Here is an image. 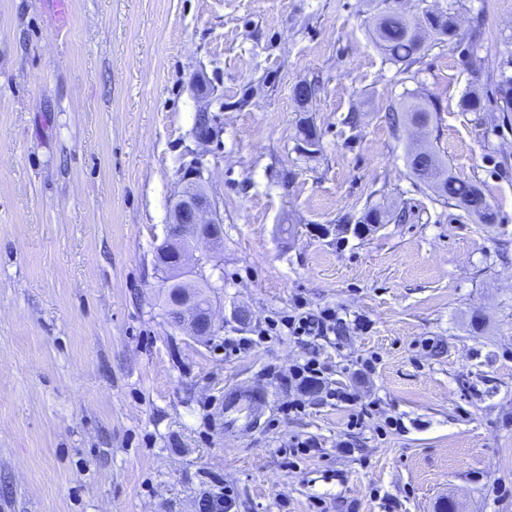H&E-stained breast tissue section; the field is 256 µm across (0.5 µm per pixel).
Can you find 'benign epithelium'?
<instances>
[{
	"mask_svg": "<svg viewBox=\"0 0 512 512\" xmlns=\"http://www.w3.org/2000/svg\"><path fill=\"white\" fill-rule=\"evenodd\" d=\"M205 167L195 158L183 175L185 186L171 208V220L157 259L168 263L169 276L190 279L172 296L169 306L177 311L173 328L196 338H206L222 329L211 302L203 303L195 283L210 281L205 267L218 268L216 258L223 240V219L205 188Z\"/></svg>",
	"mask_w": 512,
	"mask_h": 512,
	"instance_id": "benign-epithelium-1",
	"label": "benign epithelium"
}]
</instances>
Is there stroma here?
<instances>
[{"instance_id": "obj_1", "label": "stroma", "mask_w": 512, "mask_h": 512, "mask_svg": "<svg viewBox=\"0 0 512 512\" xmlns=\"http://www.w3.org/2000/svg\"><path fill=\"white\" fill-rule=\"evenodd\" d=\"M66 3L60 30L53 0H0V512H512V0H427L456 35L407 70L382 0ZM427 95L426 128L390 127ZM418 140L496 223L416 182ZM196 156L224 227L203 340L170 327L154 258ZM298 300L368 327L258 337ZM239 383L268 406L229 427ZM324 368L316 359L309 358L303 364H297L291 367L288 374V383L290 382L294 388L304 393L309 387L320 386Z\"/></svg>"}]
</instances>
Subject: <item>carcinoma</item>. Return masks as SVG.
Returning a JSON list of instances; mask_svg holds the SVG:
<instances>
[{
    "label": "carcinoma",
    "instance_id": "1",
    "mask_svg": "<svg viewBox=\"0 0 512 512\" xmlns=\"http://www.w3.org/2000/svg\"><path fill=\"white\" fill-rule=\"evenodd\" d=\"M429 35L437 43L451 41L455 30L450 13L432 11L409 19L391 12L378 19L374 30L376 42L389 59L407 68L418 61L421 52L426 49L425 38ZM405 113L412 125L424 127L429 123L430 104L421 99L412 101L406 106ZM408 162L413 175L431 186L444 202L463 207L477 216L482 224L496 223L497 215L479 186L450 174L448 167L439 162L432 151L415 149L408 155Z\"/></svg>",
    "mask_w": 512,
    "mask_h": 512
}]
</instances>
